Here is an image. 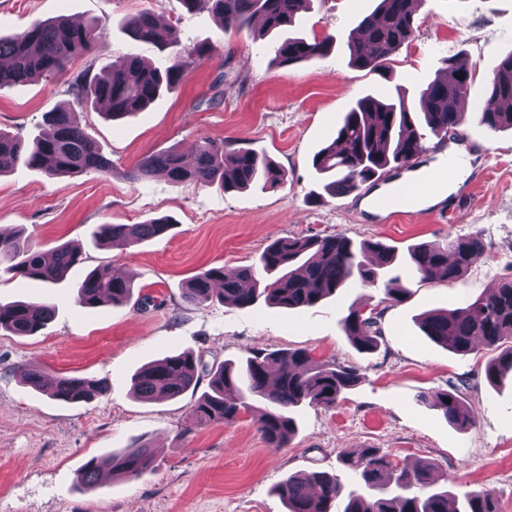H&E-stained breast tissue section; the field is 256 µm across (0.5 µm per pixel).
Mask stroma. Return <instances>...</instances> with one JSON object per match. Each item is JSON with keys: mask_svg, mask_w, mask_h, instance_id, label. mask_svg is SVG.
<instances>
[{"mask_svg": "<svg viewBox=\"0 0 512 512\" xmlns=\"http://www.w3.org/2000/svg\"><path fill=\"white\" fill-rule=\"evenodd\" d=\"M374 7L375 0H315L301 13L300 30L309 38L332 37L330 51L311 65L279 67L271 41L246 31L225 33L215 15L187 11L181 0H0L4 36L58 17L105 26L103 38L66 75L0 89V130L25 141L45 131V113L73 106V75L88 68L101 73L122 54L166 65L168 49L127 36L123 23L132 15L148 11L165 20L182 48L214 49L145 112L115 121L100 110L80 109L78 119L111 159L110 171L51 179L17 166L0 174L1 228L24 229L45 251L67 241L81 244L85 257L53 284L0 277L1 302L42 299L55 307L35 335L0 334V512H286L275 488L288 475L324 471L352 488L354 477L337 456L365 448L396 463L430 462L439 478L461 488L484 485L501 512H512V377L489 384L484 369L492 351L455 354L416 324L429 310L456 309L512 280V129L492 132L473 118L463 126L464 136L488 150L486 173L445 222L417 213L376 223L354 195L325 196L313 168L314 155L335 139L357 98L400 87L416 99L447 60L473 69L465 110L480 111L488 77L512 50V0H423L414 36L384 78L352 68L346 45ZM227 138L279 164L286 182L227 193L191 181L176 184L160 172L130 177L146 155L171 148L187 154ZM159 217L170 219L171 229L126 250L94 242L98 225ZM339 231L401 252L477 234L485 250L455 282L423 281L402 271L408 293L398 303L379 287L347 288L296 310L262 300L246 308L196 305L182 297L195 275L256 263L277 239ZM105 266L126 270L130 301L76 304L87 272ZM352 307L380 311L376 350L358 351L345 336L340 321ZM297 348L320 362L355 367L360 380L334 408L302 406L297 432L283 448L266 446L253 413L230 426L195 425L189 416L194 395L152 402L130 391L139 367L168 355L191 352L207 371L254 350ZM31 368L104 380L109 390L88 402L56 401L24 384ZM450 389L473 413V427L454 428L417 399L423 391ZM135 443L150 448L152 464L144 474L107 476L90 490L80 486L85 462Z\"/></svg>", "mask_w": 512, "mask_h": 512, "instance_id": "1", "label": "stroma"}]
</instances>
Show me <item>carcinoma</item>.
Masks as SVG:
<instances>
[{
	"label": "carcinoma",
	"mask_w": 512,
	"mask_h": 512,
	"mask_svg": "<svg viewBox=\"0 0 512 512\" xmlns=\"http://www.w3.org/2000/svg\"><path fill=\"white\" fill-rule=\"evenodd\" d=\"M189 10L218 16L224 31L236 34L251 30L253 38H276L274 61L280 65L311 63L323 57L331 41L306 38L286 31L297 15L310 9L313 0H182ZM422 0H377L347 40L351 66L382 72L414 34V16ZM125 30L132 39L162 44L171 49L164 68L146 66L133 55L118 56L92 76L85 69L70 82V93L79 105L92 101L106 104L104 115L114 120L144 111L163 92L176 86L183 72L207 57L211 48L197 45L178 48L173 33L161 32L153 14L145 11L128 18ZM104 34L100 23L76 24L65 18L37 21L12 36H0V88L51 78L66 71L72 58L89 53ZM473 82V72L456 62L429 82L408 102L406 92L386 100L367 94L358 98L343 117L333 142L313 159L315 170L324 176V191L331 197L351 194L376 176L407 166L424 147V133L444 138L467 121L460 102ZM488 102L472 113L479 124L495 132L512 128V52L505 55L488 79ZM50 132L31 143L0 132V174L22 164L49 178L88 171L105 172L109 160L77 119V113L62 108L47 113ZM163 171L175 183L194 180L216 185L226 192L250 187H275L286 182V171L250 148L226 139L205 142L196 149L193 161L169 149L143 158L132 177ZM171 224L153 219L142 224H101L94 232L95 243L108 249L125 250L166 233ZM485 244L477 234L460 237L447 245L420 244L401 254L397 249L367 240L360 242L342 232L313 238H285L269 244L259 265L233 269L213 267L193 277L183 288L184 300L203 304L217 300L246 308L259 296L280 308L312 307L343 288L356 285L384 286L386 299L401 300L408 289L393 272L410 267L420 279H460L482 253ZM84 260L82 247L72 242L58 245L52 261L32 238L18 232L0 233V273L38 279L60 280ZM131 295V284L116 272L91 270L77 291L83 307L120 306ZM54 309L39 301L0 303V332L31 336L52 319ZM342 330L360 351L377 347L378 316L351 308L341 319ZM421 332L433 343L463 356L482 345L500 354L485 365V378L494 383L512 373V282L455 310H430L418 321ZM360 376L352 366L317 363L305 350L253 351L238 364L224 363L209 371L208 390L193 404L191 420L231 424L243 412H254L257 429L271 448H284L296 431L294 412L300 405L330 408L353 388ZM200 381L193 354L182 352L140 367L130 379L131 393L144 401H166L196 391ZM24 383L49 398L77 403L108 390L100 380L68 376L50 378L38 369L29 370ZM419 401L438 409L448 423L468 429L475 418L453 390L423 392ZM112 473L137 478L151 466L148 445L135 444L111 456ZM339 464L356 476V488L344 492L337 477L325 472L291 475L276 488L287 512H331L344 500L341 512H448L451 502H461L453 512H500L499 502L486 487L461 493L441 486L428 463L399 466L376 448L359 453L341 452Z\"/></svg>",
	"instance_id": "cac0c4a2"
}]
</instances>
